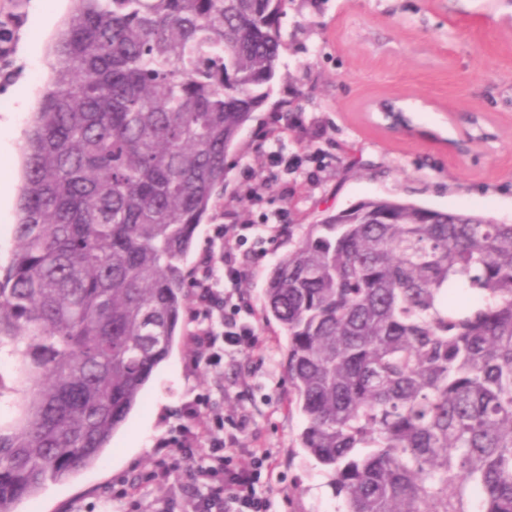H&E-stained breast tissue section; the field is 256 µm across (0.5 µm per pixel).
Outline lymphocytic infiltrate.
<instances>
[{
    "mask_svg": "<svg viewBox=\"0 0 512 512\" xmlns=\"http://www.w3.org/2000/svg\"><path fill=\"white\" fill-rule=\"evenodd\" d=\"M241 230L238 224L215 226L214 250L201 258L193 280L192 363L207 372L223 365L225 353L252 352L264 345L257 309L232 290L248 274V258L237 250ZM185 413L192 426L162 443L159 457L145 474L146 480L175 486L183 465H191L195 492L172 498L167 512H271L260 484L273 474V453L267 448L241 449L237 438L250 424L248 415L238 416L235 432H225L224 416L206 393L198 395ZM241 455L247 456V464H238Z\"/></svg>",
    "mask_w": 512,
    "mask_h": 512,
    "instance_id": "lymphocytic-infiltrate-1",
    "label": "lymphocytic infiltrate"
}]
</instances>
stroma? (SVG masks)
<instances>
[{
  "instance_id": "35a3bbf8",
  "label": "stroma",
  "mask_w": 512,
  "mask_h": 512,
  "mask_svg": "<svg viewBox=\"0 0 512 512\" xmlns=\"http://www.w3.org/2000/svg\"><path fill=\"white\" fill-rule=\"evenodd\" d=\"M70 10V0H0V123L13 134L0 189L14 197L24 131ZM281 33L269 97L228 154L224 189L197 229L187 271L209 251L214 225H266L263 238L241 247L251 273L238 285L260 309L271 269L309 224L361 200L396 198L512 224V0H287ZM385 101L403 111L407 127H388L377 108ZM469 134L474 142L459 153ZM269 137L287 166L268 163ZM253 173L262 186L249 196ZM191 328L183 320L100 460L47 484L18 512H112L113 486L140 482L159 442L187 425L185 405L207 392L225 418L250 414L241 447L272 450V512H336L340 501L321 466L299 446L306 421L291 401L280 325L260 320L265 347L225 357L219 376L191 368Z\"/></svg>"
}]
</instances>
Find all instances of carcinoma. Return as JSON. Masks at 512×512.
Instances as JSON below:
<instances>
[{"mask_svg": "<svg viewBox=\"0 0 512 512\" xmlns=\"http://www.w3.org/2000/svg\"><path fill=\"white\" fill-rule=\"evenodd\" d=\"M0 265V512L96 462L186 309L286 0H71ZM299 437L343 512H512V224L369 198L271 270Z\"/></svg>", "mask_w": 512, "mask_h": 512, "instance_id": "cac0c4a2", "label": "carcinoma"}]
</instances>
